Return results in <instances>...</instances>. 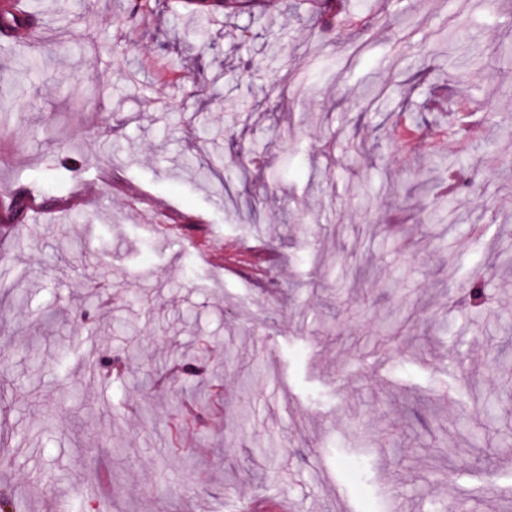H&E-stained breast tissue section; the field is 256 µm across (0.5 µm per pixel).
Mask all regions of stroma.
Wrapping results in <instances>:
<instances>
[{
    "label": "stroma",
    "instance_id": "1",
    "mask_svg": "<svg viewBox=\"0 0 512 512\" xmlns=\"http://www.w3.org/2000/svg\"><path fill=\"white\" fill-rule=\"evenodd\" d=\"M128 4L39 0L0 39V189L41 192L0 242V487L24 512H512V0H373L325 40L306 0L200 38L177 0ZM463 97L441 200L396 118L453 127Z\"/></svg>",
    "mask_w": 512,
    "mask_h": 512
}]
</instances>
